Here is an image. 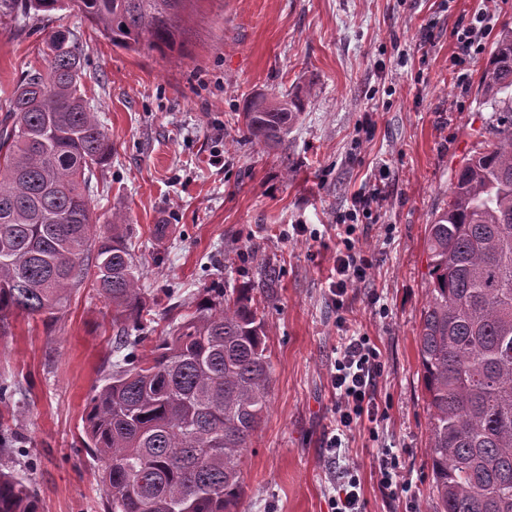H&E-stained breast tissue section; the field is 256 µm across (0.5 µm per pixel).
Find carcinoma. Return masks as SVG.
<instances>
[{
    "label": "carcinoma",
    "mask_w": 512,
    "mask_h": 512,
    "mask_svg": "<svg viewBox=\"0 0 512 512\" xmlns=\"http://www.w3.org/2000/svg\"><path fill=\"white\" fill-rule=\"evenodd\" d=\"M187 0H0V18L67 7L125 49L172 50ZM84 46L54 30L5 101L0 122V321L52 317L91 283L112 321L140 329L147 300L119 214L93 224L89 178L112 139L82 84ZM478 95L493 114L427 225L429 299L418 336L430 411L437 512H512V28L503 29ZM294 94L250 100L247 139L276 145L303 110ZM94 250V262L85 252ZM266 325L248 290L218 291L170 318L162 336H121L92 389L82 447L103 462L107 512H235L243 454L268 409ZM22 474L0 460V512H40Z\"/></svg>",
    "instance_id": "carcinoma-1"
}]
</instances>
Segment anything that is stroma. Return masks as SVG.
Masks as SVG:
<instances>
[{"mask_svg":"<svg viewBox=\"0 0 512 512\" xmlns=\"http://www.w3.org/2000/svg\"><path fill=\"white\" fill-rule=\"evenodd\" d=\"M492 14L485 47L512 27V0H195L174 50L129 52L68 9L0 21V103L42 67L49 31L84 45L90 104L112 136L91 179L92 210L122 212L151 312L194 310L213 289H249L265 314L269 409L245 453L237 512H331L334 473L360 470L363 512H433L430 415L418 334L427 301L426 226L448 201L474 130L492 110L477 86L479 55L458 81L452 32L475 10ZM305 93L275 147L248 140L238 115L255 96ZM390 177L375 219L356 237L364 282L336 310L327 278L336 217L354 192ZM382 354L377 436L356 430L333 459L329 373L344 330ZM112 305L91 286L53 320L12 314L0 323V432L39 492L41 512H106L100 461L82 448L88 395L112 362ZM403 463L410 491L383 488L382 452Z\"/></svg>","mask_w":512,"mask_h":512,"instance_id":"stroma-1","label":"stroma"}]
</instances>
